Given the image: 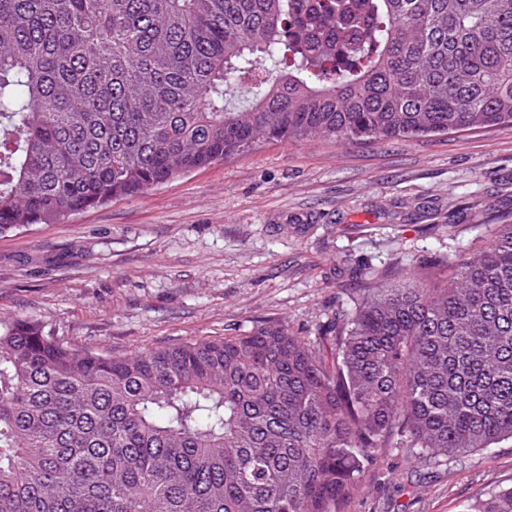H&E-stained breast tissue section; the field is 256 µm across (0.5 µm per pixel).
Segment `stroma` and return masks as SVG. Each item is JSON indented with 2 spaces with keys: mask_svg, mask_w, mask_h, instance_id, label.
Masks as SVG:
<instances>
[{
  "mask_svg": "<svg viewBox=\"0 0 512 512\" xmlns=\"http://www.w3.org/2000/svg\"><path fill=\"white\" fill-rule=\"evenodd\" d=\"M512 224V129L263 142L133 197L0 235V319L122 357L276 321L316 336L374 277ZM512 485V441L438 467L390 449L346 512H459Z\"/></svg>",
  "mask_w": 512,
  "mask_h": 512,
  "instance_id": "stroma-1",
  "label": "stroma"
}]
</instances>
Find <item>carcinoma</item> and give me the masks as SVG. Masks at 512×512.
I'll list each match as a JSON object with an SVG mask.
<instances>
[{
	"label": "carcinoma",
	"instance_id": "obj_1",
	"mask_svg": "<svg viewBox=\"0 0 512 512\" xmlns=\"http://www.w3.org/2000/svg\"><path fill=\"white\" fill-rule=\"evenodd\" d=\"M512 128V0H0V235L261 140ZM512 440V224L441 280L114 357L0 322V512H345ZM463 512H512V485Z\"/></svg>",
	"mask_w": 512,
	"mask_h": 512
}]
</instances>
